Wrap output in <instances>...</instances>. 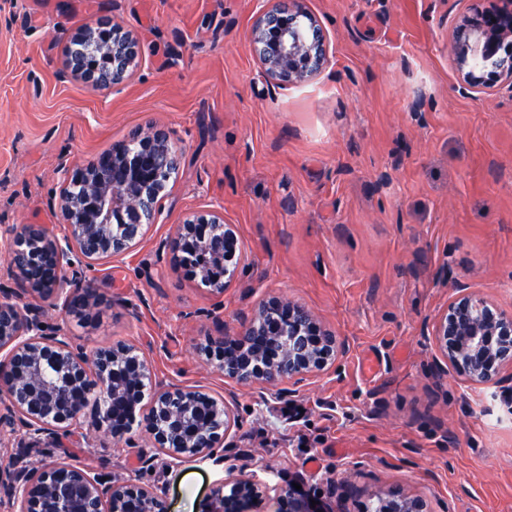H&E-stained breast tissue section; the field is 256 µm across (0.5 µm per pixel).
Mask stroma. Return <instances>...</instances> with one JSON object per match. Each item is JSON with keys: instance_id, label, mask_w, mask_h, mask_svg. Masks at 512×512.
<instances>
[{"instance_id": "obj_1", "label": "stroma", "mask_w": 512, "mask_h": 512, "mask_svg": "<svg viewBox=\"0 0 512 512\" xmlns=\"http://www.w3.org/2000/svg\"><path fill=\"white\" fill-rule=\"evenodd\" d=\"M473 3L302 0L329 62L295 86L266 81L248 47L264 0H0V289L15 285L10 231L64 239L66 171L163 126L183 159L157 224L122 260L68 270L105 298L93 319H44L88 348L138 346L157 380L227 398L236 418L223 460L160 454L143 470V426L116 441L84 417L34 442L35 469L65 459L149 485L170 512H207L230 476L266 486L268 512L293 483L332 512L394 488L429 512H512V368L495 387L441 376L431 336L457 284L512 314V83L465 93L448 52ZM110 17L139 42L134 77L61 78L57 32ZM200 210L223 212L245 254L221 294L172 258V225ZM271 295L314 310L347 350L301 385L242 388L195 347Z\"/></svg>"}]
</instances>
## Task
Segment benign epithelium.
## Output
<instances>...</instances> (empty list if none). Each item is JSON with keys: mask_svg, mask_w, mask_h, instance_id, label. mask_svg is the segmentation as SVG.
I'll return each mask as SVG.
<instances>
[{"mask_svg": "<svg viewBox=\"0 0 512 512\" xmlns=\"http://www.w3.org/2000/svg\"><path fill=\"white\" fill-rule=\"evenodd\" d=\"M255 18L249 47L265 78L276 84L314 81L329 61L327 39L317 19L300 0H271ZM458 21L449 51L463 88L485 93L512 67L488 71L476 63L512 52V0H486ZM58 39L69 47L64 78H80L102 89L130 79L137 68L138 45L117 20L82 24ZM182 150L163 127L132 129L125 139L92 162L76 167L61 192L64 241L42 224H24L12 233L8 260L16 288L0 293V391L9 407L0 413V431L22 427L32 435L65 436L94 404L95 430L118 440L131 431L142 412L145 432L157 451L182 463L216 454L236 423L223 397L153 380L149 360L124 343L84 349L64 334H49L43 314L19 300L30 295L54 301L64 314L86 318L103 300L89 286L64 290V273L74 261L87 265L115 262L148 237L161 200L175 183ZM171 249L191 276L220 293L237 278L244 259L235 227L224 213L203 210L172 227ZM431 336L445 366L469 383L501 381L512 366V314L465 286L455 287L448 306L437 315ZM346 342L325 327L309 307L282 296L262 301L232 334L212 336L199 355L243 388L255 384L299 385L332 366ZM151 401L142 410L145 390ZM0 492L20 503L19 512H169L157 490L104 480L60 460L40 476L20 465L17 456L0 460ZM265 490L245 478L224 482L209 512H260ZM313 496L293 486L282 491L277 512H328ZM386 512H426L422 500L392 489Z\"/></svg>", "mask_w": 512, "mask_h": 512, "instance_id": "7a95c632", "label": "benign epithelium"}]
</instances>
